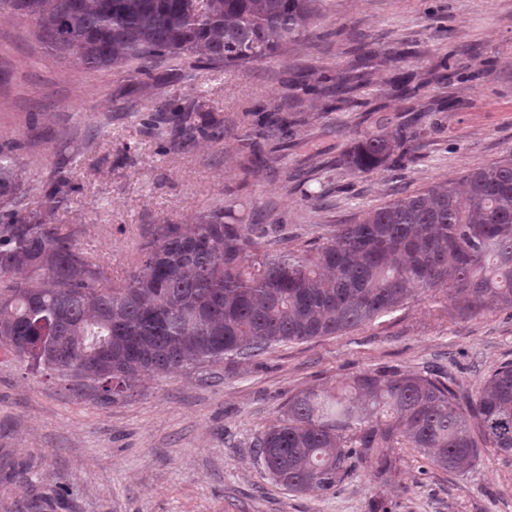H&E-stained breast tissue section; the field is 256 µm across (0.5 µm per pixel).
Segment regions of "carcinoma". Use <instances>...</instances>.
Returning <instances> with one entry per match:
<instances>
[{
	"instance_id": "obj_1",
	"label": "carcinoma",
	"mask_w": 512,
	"mask_h": 512,
	"mask_svg": "<svg viewBox=\"0 0 512 512\" xmlns=\"http://www.w3.org/2000/svg\"><path fill=\"white\" fill-rule=\"evenodd\" d=\"M49 48L89 69L156 79L163 61L247 69L320 19L316 0H0ZM146 124L173 125L170 142L219 137L203 112L168 99ZM409 151L402 128L364 134L337 163L372 172ZM73 162L50 182L27 177L17 146L0 145V347L29 369L110 403L145 379L234 364L270 347L348 333L415 292H442L470 315L512 310V153L340 224L317 247L288 249L224 210L192 224H160L126 280L77 247L60 211L74 190ZM254 445L275 481L296 494L338 486L356 462L383 478L382 448H416L445 470L479 460L471 428L512 454V363L458 402L438 375L362 372L339 388H309L280 407Z\"/></svg>"
}]
</instances>
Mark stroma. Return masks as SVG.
<instances>
[{
  "instance_id": "35a3bbf8",
  "label": "stroma",
  "mask_w": 512,
  "mask_h": 512,
  "mask_svg": "<svg viewBox=\"0 0 512 512\" xmlns=\"http://www.w3.org/2000/svg\"><path fill=\"white\" fill-rule=\"evenodd\" d=\"M348 78L355 89L337 102ZM305 81L326 94L301 90ZM157 93L204 103L222 138L160 148L138 124ZM264 116L286 132L261 126ZM400 126L414 136L405 158L360 175L338 165L358 136ZM0 143L18 144L42 182L82 150L61 218L113 281L158 225L216 208L304 251L367 207L512 151V0H323L317 26L267 61L244 71L187 64L159 84L86 68L0 7ZM506 362L512 310L468 316L422 292L350 333L151 378L111 404L0 350V512H368L373 500L385 512H512V455L487 444L465 472L392 448L386 479L361 467L318 497L280 486L252 448L303 388L435 369L465 403Z\"/></svg>"
}]
</instances>
